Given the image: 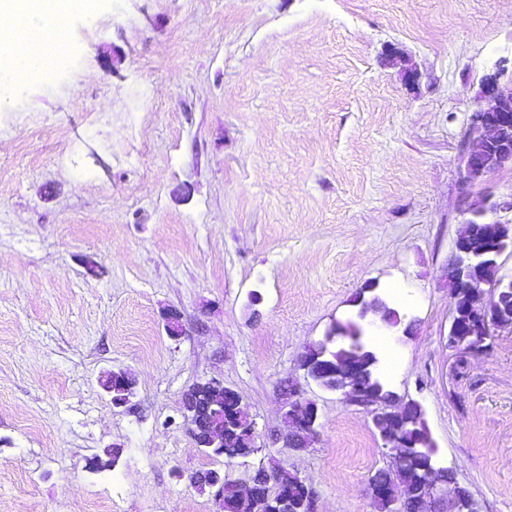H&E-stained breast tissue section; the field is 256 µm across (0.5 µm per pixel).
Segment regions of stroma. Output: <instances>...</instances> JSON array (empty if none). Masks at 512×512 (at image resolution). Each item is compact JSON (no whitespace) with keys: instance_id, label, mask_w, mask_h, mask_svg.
<instances>
[{"instance_id":"stroma-1","label":"stroma","mask_w":512,"mask_h":512,"mask_svg":"<svg viewBox=\"0 0 512 512\" xmlns=\"http://www.w3.org/2000/svg\"><path fill=\"white\" fill-rule=\"evenodd\" d=\"M65 37L49 78L0 74V512H217L190 476L270 460L317 512H376L389 449L299 367L369 281L414 324L364 334L382 382L421 404L436 466L512 512V333L449 348L447 279L464 202L512 196V168L467 186L459 153L484 75L512 80V0H94ZM205 380L257 452L197 446ZM287 380L320 411L301 452L275 441Z\"/></svg>"}]
</instances>
